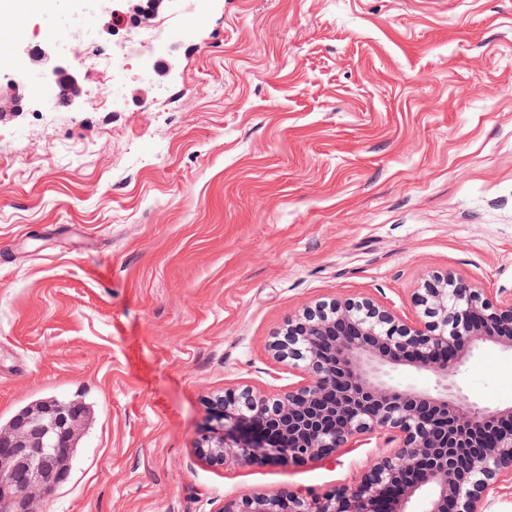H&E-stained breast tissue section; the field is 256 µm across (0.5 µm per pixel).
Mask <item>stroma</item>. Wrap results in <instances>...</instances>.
I'll return each instance as SVG.
<instances>
[{"label": "stroma", "mask_w": 512, "mask_h": 512, "mask_svg": "<svg viewBox=\"0 0 512 512\" xmlns=\"http://www.w3.org/2000/svg\"><path fill=\"white\" fill-rule=\"evenodd\" d=\"M170 62L101 111L0 118V425L44 398L90 419L36 512H220L254 493L354 484L382 439L331 462L203 464L208 398L287 384L267 344L320 301L417 315L433 272L512 293V0H184ZM12 43L98 10L16 0ZM512 407V352L457 376Z\"/></svg>", "instance_id": "35a3bbf8"}]
</instances>
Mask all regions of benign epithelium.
I'll return each instance as SVG.
<instances>
[{"instance_id":"benign-epithelium-1","label":"benign epithelium","mask_w":512,"mask_h":512,"mask_svg":"<svg viewBox=\"0 0 512 512\" xmlns=\"http://www.w3.org/2000/svg\"><path fill=\"white\" fill-rule=\"evenodd\" d=\"M179 2L113 0L104 27H140ZM58 45L49 35L37 54L43 69L12 74L13 95L0 96V118L78 108L80 75ZM32 80L47 86L44 97H25ZM413 304L414 320L369 298L308 306L268 344L273 359L288 366L287 384L274 393L227 388L210 399L195 452L212 467L324 461L370 436L389 447L351 486L323 495H247L225 501L220 512H282L284 504L288 512H412L425 489L427 512H487L490 491L512 483V407L482 405L457 376L481 344L512 351V293L492 301L447 271L425 279ZM400 370L429 372L441 387L401 385L391 378ZM82 428V410L64 403L41 404L0 427V512H34V500L67 479Z\"/></svg>"}]
</instances>
